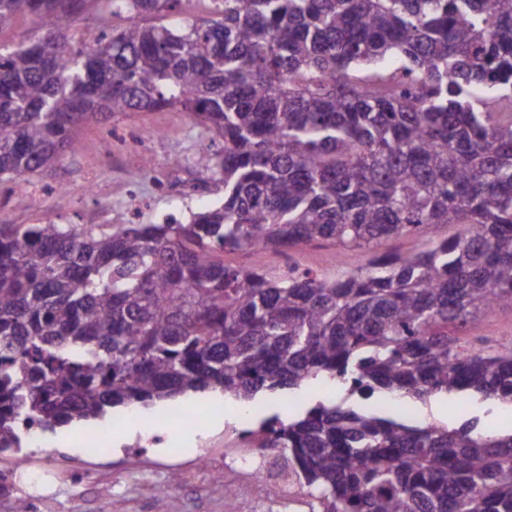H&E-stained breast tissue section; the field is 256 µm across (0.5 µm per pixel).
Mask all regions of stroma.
I'll return each mask as SVG.
<instances>
[{
  "label": "stroma",
  "instance_id": "obj_1",
  "mask_svg": "<svg viewBox=\"0 0 512 512\" xmlns=\"http://www.w3.org/2000/svg\"><path fill=\"white\" fill-rule=\"evenodd\" d=\"M205 127L178 106L129 112L109 122L90 120L77 130L78 149L52 169L17 182L14 195L0 196V224H36L50 219L60 224H151L173 217L187 221L192 213L212 206L223 187L208 180L198 162L197 143ZM66 183L68 195L53 191ZM95 183L96 196L81 190ZM226 262L279 271L295 265L333 275L359 265L360 256L318 242L288 251L248 249L225 256ZM448 333L469 346L498 349L512 336V306L479 315L465 325L449 324ZM322 381L294 391L261 395V415L245 417L223 395L184 401L189 427L179 435V449L155 451L151 435L169 434L162 404L137 408L150 417L152 431L126 422L127 408L117 407L104 418L98 454H88L84 427L59 435L41 431L23 436L20 450L0 451V512H14L17 499L30 512H156L159 491L168 493V512H317L315 492L299 482L287 492L262 488L252 480L259 463H277L276 455L259 456L240 440L244 428L261 420L301 415L325 398ZM417 419L456 428L478 419L489 432L512 430V407L464 397H449L441 413L430 403L413 405Z\"/></svg>",
  "mask_w": 512,
  "mask_h": 512
}]
</instances>
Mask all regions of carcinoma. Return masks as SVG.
<instances>
[{"label":"carcinoma","instance_id":"cac0c4a2","mask_svg":"<svg viewBox=\"0 0 512 512\" xmlns=\"http://www.w3.org/2000/svg\"><path fill=\"white\" fill-rule=\"evenodd\" d=\"M0 0L41 34L0 47V185L58 163L82 122L180 106L224 185L183 223L0 224V451L19 429L218 389L343 392L249 432L322 512H512V432L409 422L386 400L512 404V339L448 323L512 305V0ZM127 24L74 43L88 6ZM454 225L459 232L442 236ZM425 240L405 256L380 242ZM330 241L335 278L224 262ZM210 0H181L173 12L167 13L164 18L154 21L165 25H179L183 22L208 18L212 11Z\"/></svg>","mask_w":512,"mask_h":512}]
</instances>
